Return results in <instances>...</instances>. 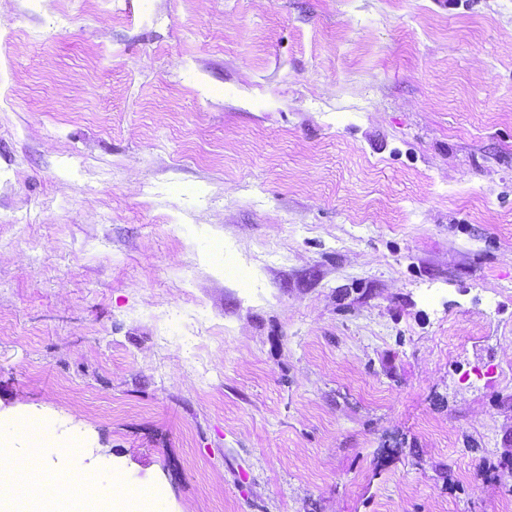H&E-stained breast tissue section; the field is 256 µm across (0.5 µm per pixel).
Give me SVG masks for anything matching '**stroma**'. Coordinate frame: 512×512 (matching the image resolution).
Listing matches in <instances>:
<instances>
[{
    "instance_id": "stroma-1",
    "label": "stroma",
    "mask_w": 512,
    "mask_h": 512,
    "mask_svg": "<svg viewBox=\"0 0 512 512\" xmlns=\"http://www.w3.org/2000/svg\"><path fill=\"white\" fill-rule=\"evenodd\" d=\"M12 512H512V0H0Z\"/></svg>"
}]
</instances>
